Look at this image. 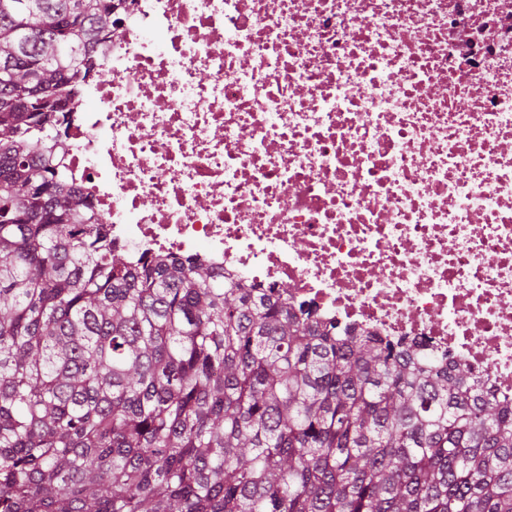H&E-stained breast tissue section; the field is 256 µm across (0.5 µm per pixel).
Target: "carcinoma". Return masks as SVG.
<instances>
[{"label": "carcinoma", "instance_id": "carcinoma-1", "mask_svg": "<svg viewBox=\"0 0 512 512\" xmlns=\"http://www.w3.org/2000/svg\"><path fill=\"white\" fill-rule=\"evenodd\" d=\"M114 0H0V512H512V398L191 259L49 161Z\"/></svg>", "mask_w": 512, "mask_h": 512}]
</instances>
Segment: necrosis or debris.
Here are the masks:
<instances>
[{"label":"necrosis or debris","instance_id":"4bbe7bcc","mask_svg":"<svg viewBox=\"0 0 512 512\" xmlns=\"http://www.w3.org/2000/svg\"><path fill=\"white\" fill-rule=\"evenodd\" d=\"M112 19L56 140L130 260L287 285L512 396V0H115Z\"/></svg>","mask_w":512,"mask_h":512}]
</instances>
